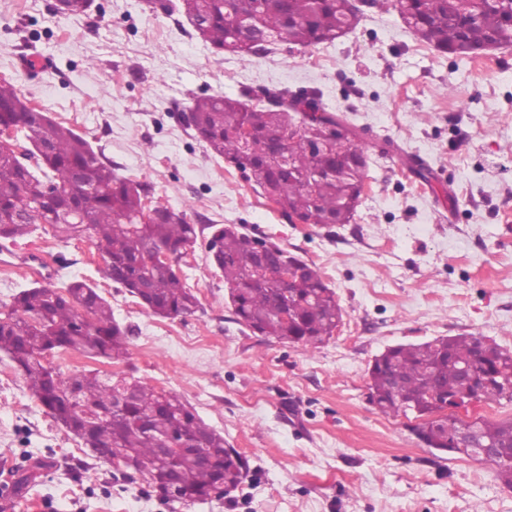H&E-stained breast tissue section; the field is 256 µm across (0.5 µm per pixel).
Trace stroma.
Here are the masks:
<instances>
[{
    "label": "stroma",
    "mask_w": 512,
    "mask_h": 512,
    "mask_svg": "<svg viewBox=\"0 0 512 512\" xmlns=\"http://www.w3.org/2000/svg\"><path fill=\"white\" fill-rule=\"evenodd\" d=\"M54 3L0 0V79L190 223L243 225L311 264L343 316L313 349L254 335L236 322L202 239L181 263L200 308L177 319L145 313L106 278L88 239H1L0 306L37 281L83 280L130 331L124 360L57 353L55 368L130 373L176 393L249 475L205 503L162 500L58 425L0 352V512H512L494 467L427 447L412 420L370 403L368 377L387 347L438 336L480 334L512 351V47L440 54L381 0L337 41L219 57L182 16L145 0H95L70 18ZM32 57L44 65L29 76ZM284 86L320 89L367 148L350 223H289L182 122L192 96ZM415 157L444 170L445 184L424 179Z\"/></svg>",
    "instance_id": "obj_1"
}]
</instances>
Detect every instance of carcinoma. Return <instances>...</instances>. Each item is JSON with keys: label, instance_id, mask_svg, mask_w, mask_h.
<instances>
[{"label": "carcinoma", "instance_id": "cac0c4a2", "mask_svg": "<svg viewBox=\"0 0 512 512\" xmlns=\"http://www.w3.org/2000/svg\"><path fill=\"white\" fill-rule=\"evenodd\" d=\"M89 0H61L60 15L89 11ZM154 0L153 9L183 14L192 35L213 53L264 55L282 42L303 47L332 42L360 21L356 0ZM396 10L418 39L442 54L476 58L497 41L512 45V0H482L475 16H465L462 0H396ZM252 17L254 42L238 40L239 16ZM185 124L216 156L241 171L246 181L287 219L323 227L350 223L365 192L368 158L355 142L356 130L328 110L319 92L276 88L236 98L194 97ZM0 125L15 128L13 140L0 142V238L14 240L47 224L55 236H85L104 259L107 278L121 285L146 313L185 318L199 309L197 296L173 266H148L145 257L166 250L180 263L197 243V225L186 213L157 204L143 220L149 185L117 176L73 128L58 122L16 85L0 79ZM250 144L243 148L242 131ZM31 145L24 164L15 142ZM290 155L285 168L270 166L280 149ZM324 175L308 184L304 175ZM207 256L224 275L237 322L253 334L283 343L314 347L333 335L342 320L336 293L319 273L274 243H263L235 225L210 224ZM263 266L261 277L254 275ZM129 332L112 316V307L95 287L71 281L61 287L36 286L19 292L0 310V351L26 382L31 396L54 421L87 448L109 452L131 464L155 492L179 502L205 500L220 485L238 487L247 464L224 436L207 425L177 395L146 381L120 376L104 379L95 370L64 376L47 357L72 351L111 362L127 356ZM480 337H436L418 344H397L373 359L369 368L371 402L385 415H414V431L429 448L448 441L428 429L441 409L440 394L455 395L460 367L473 361ZM494 385L487 403L512 402V353L491 343L483 360ZM129 393L125 408L102 421L91 413L112 406ZM484 444L504 447V458L490 462L512 487V420L476 421ZM193 436L198 450L183 449L166 464L157 448L163 436Z\"/></svg>", "mask_w": 512, "mask_h": 512}]
</instances>
